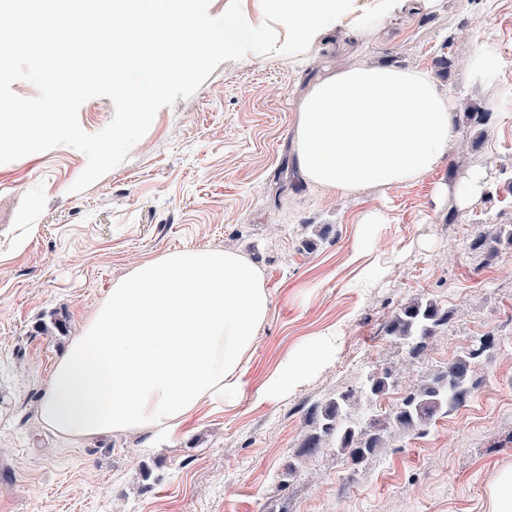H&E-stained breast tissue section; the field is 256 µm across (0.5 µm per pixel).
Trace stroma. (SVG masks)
<instances>
[{"instance_id":"stroma-1","label":"stroma","mask_w":512,"mask_h":512,"mask_svg":"<svg viewBox=\"0 0 512 512\" xmlns=\"http://www.w3.org/2000/svg\"><path fill=\"white\" fill-rule=\"evenodd\" d=\"M385 27L338 28L293 58L220 63L83 192L70 190L87 164L72 147L0 164V512H486L490 484L512 467V248L490 256L470 243L512 225V0H436ZM480 37L502 58L484 84L467 70ZM366 64L423 68L458 114L486 120L460 125L417 182L331 196L298 177L296 112L315 80ZM477 169L482 195L460 208L456 190ZM185 247L241 251L264 276L269 314L236 402L202 406L166 441L44 429L55 361L112 285ZM417 300L450 320L412 359L388 326ZM325 334L320 362L267 397L277 366ZM486 334L495 346L461 406L357 466L332 435L304 455L331 400L387 369L418 388Z\"/></svg>"}]
</instances>
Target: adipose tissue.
<instances>
[{"label": "adipose tissue", "mask_w": 512, "mask_h": 512, "mask_svg": "<svg viewBox=\"0 0 512 512\" xmlns=\"http://www.w3.org/2000/svg\"><path fill=\"white\" fill-rule=\"evenodd\" d=\"M288 51L349 23L372 27L430 0H269ZM455 102L419 67L363 66L326 75L296 122L298 171L332 196L390 189L433 172L458 138ZM261 271L237 250L184 248L146 259L116 281L56 362L39 416L68 437L148 429L166 435L207 403H230L269 314ZM321 349L284 360L266 384L287 393Z\"/></svg>", "instance_id": "obj_1"}]
</instances>
